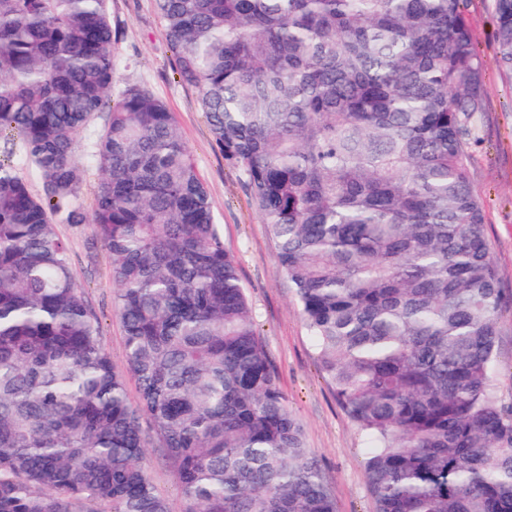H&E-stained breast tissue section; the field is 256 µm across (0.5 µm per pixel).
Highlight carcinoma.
Wrapping results in <instances>:
<instances>
[{
	"label": "carcinoma",
	"instance_id": "cac0c4a2",
	"mask_svg": "<svg viewBox=\"0 0 512 512\" xmlns=\"http://www.w3.org/2000/svg\"><path fill=\"white\" fill-rule=\"evenodd\" d=\"M109 0H0V512H336L172 113L112 99ZM465 0H154L179 80L242 170L375 512H512L501 294L465 158L484 111ZM512 71V0H493ZM95 204L76 202L74 143ZM96 225L129 402L55 224ZM148 420L150 430L143 428ZM105 120V112L95 115L87 128L79 135L76 143V153L84 165L82 181L79 186V201L88 210H90L97 186V176L89 154L94 142L104 128ZM146 467L156 487L168 500L171 512H182L184 499L171 463L150 448L146 457Z\"/></svg>",
	"mask_w": 512,
	"mask_h": 512
}]
</instances>
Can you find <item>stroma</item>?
I'll return each mask as SVG.
<instances>
[{"instance_id": "obj_1", "label": "stroma", "mask_w": 512, "mask_h": 512, "mask_svg": "<svg viewBox=\"0 0 512 512\" xmlns=\"http://www.w3.org/2000/svg\"><path fill=\"white\" fill-rule=\"evenodd\" d=\"M109 6L112 25L119 32L114 92L129 86L146 88L172 113L207 187L224 245L237 260L238 276L255 311L277 383L304 427L308 448L329 479L336 512H372L364 438L338 405L317 366L311 336L281 276L275 243L242 172L228 164L217 148L196 90L182 84L174 72V56L153 0H110ZM466 16L483 62L487 91L467 171L484 202V230L503 299L495 380L502 404L512 406V75L499 63L492 0H467ZM105 120V114L95 115L76 143L83 164L79 200L86 207L91 206L97 186L89 154ZM56 230L69 243L71 266L101 322L112 363L124 370V333L112 307L110 258L97 229L92 224H60ZM146 467L171 512H183L184 499L171 463L152 450Z\"/></svg>"}]
</instances>
